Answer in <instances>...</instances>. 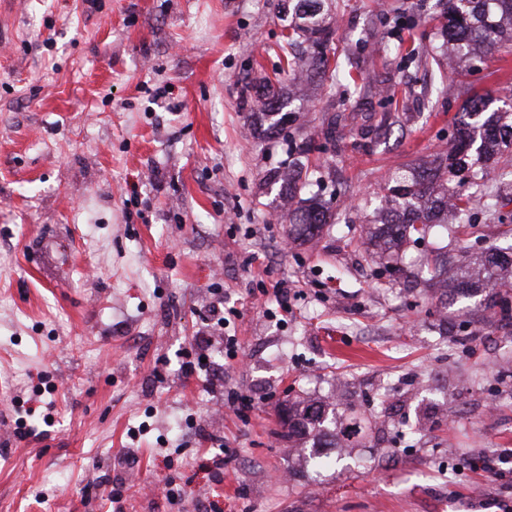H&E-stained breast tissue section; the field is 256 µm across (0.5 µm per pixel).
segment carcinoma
<instances>
[{
  "label": "carcinoma",
  "mask_w": 512,
  "mask_h": 512,
  "mask_svg": "<svg viewBox=\"0 0 512 512\" xmlns=\"http://www.w3.org/2000/svg\"><path fill=\"white\" fill-rule=\"evenodd\" d=\"M443 6L446 23L439 31L442 51L451 50L461 57L476 51L490 55L512 44V0H445ZM295 12L299 22L289 26L282 50L286 52L298 43H306L310 59L308 76L328 74L333 81L352 78L350 60H332L324 52L331 29L330 5L325 0H296ZM291 99L282 81L274 84L263 80L256 90L255 119L267 123L270 133L277 134L283 110ZM511 113L512 104L503 113H490L485 96H468L464 115L469 121L460 122L456 145L428 164L409 166L390 177L384 195L386 216L367 231L369 247L379 263L391 268L396 262V248L404 240L423 239L435 226L448 229L450 212L457 216L458 223H471L474 202L488 219L503 220L501 187L512 185V168L503 169L498 181L489 182L475 168V162L469 161L468 152L475 153L476 162L485 163L512 152V122L504 121V115ZM265 184L279 186V194L287 196L290 202L308 187L288 165L269 170ZM281 220L289 225L288 237L305 240L331 223L332 213L329 203L315 193L308 205L286 210ZM426 274L430 281L452 282L453 290L463 297L483 296V304L489 309L500 304L505 310L512 292V247L507 252L490 247L478 264L460 266L451 278L448 269L439 266L427 267ZM281 426L283 439L310 441L314 448H335L362 432L356 420L347 425L339 423L336 409L311 400L288 403Z\"/></svg>",
  "instance_id": "cac0c4a2"
}]
</instances>
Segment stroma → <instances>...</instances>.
<instances>
[{
  "mask_svg": "<svg viewBox=\"0 0 512 512\" xmlns=\"http://www.w3.org/2000/svg\"><path fill=\"white\" fill-rule=\"evenodd\" d=\"M278 4L0 0V512L512 506L511 463L470 466L512 448V321L418 275L422 258L480 256L503 226L477 209L404 245L400 278L359 241L389 176L451 147L466 91L512 95V48L441 57L440 96L400 46L434 53L440 0H334L329 49L358 85L307 86L288 140L268 141L249 102L284 65ZM391 94L403 123L360 138ZM334 112L346 119L330 138ZM291 141L309 143L303 174L335 219L285 250L264 176ZM282 283L284 321L270 315ZM219 301L245 361L215 391L182 365ZM296 397L371 428L313 469L278 435Z\"/></svg>",
  "mask_w": 512,
  "mask_h": 512,
  "instance_id": "obj_1",
  "label": "stroma"
}]
</instances>
